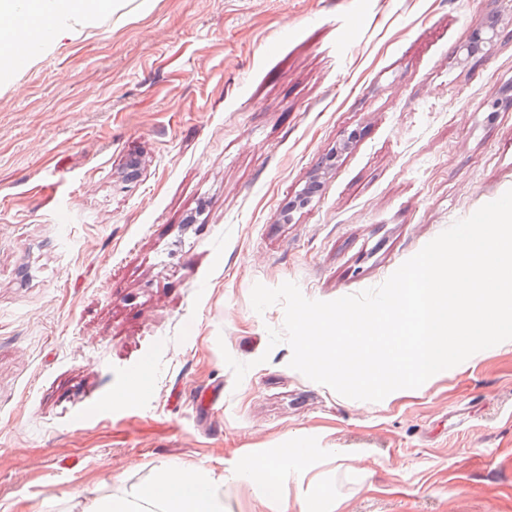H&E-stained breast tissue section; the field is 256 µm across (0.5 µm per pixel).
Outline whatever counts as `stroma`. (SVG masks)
<instances>
[{
  "label": "stroma",
  "mask_w": 512,
  "mask_h": 512,
  "mask_svg": "<svg viewBox=\"0 0 512 512\" xmlns=\"http://www.w3.org/2000/svg\"><path fill=\"white\" fill-rule=\"evenodd\" d=\"M138 3L0 86V512H80L163 464L220 474L297 440L342 512H512V344L353 400L290 368L268 344L283 306L250 299L379 286L512 189V0ZM306 489L294 472L265 505L229 482L224 507L296 512Z\"/></svg>",
  "instance_id": "stroma-1"
}]
</instances>
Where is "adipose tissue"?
I'll return each mask as SVG.
<instances>
[{
    "label": "adipose tissue",
    "mask_w": 512,
    "mask_h": 512,
    "mask_svg": "<svg viewBox=\"0 0 512 512\" xmlns=\"http://www.w3.org/2000/svg\"><path fill=\"white\" fill-rule=\"evenodd\" d=\"M119 8V0H0V84L12 83L19 66L13 44L27 34L18 25L21 16H28L34 27L46 24L57 31L80 32L96 27L100 16ZM309 455L302 442L272 456L243 454L226 478L162 465L147 485L85 499L81 512H224V483L229 478L274 502L288 480L289 465L302 463Z\"/></svg>",
    "instance_id": "ef3b65f1"
}]
</instances>
